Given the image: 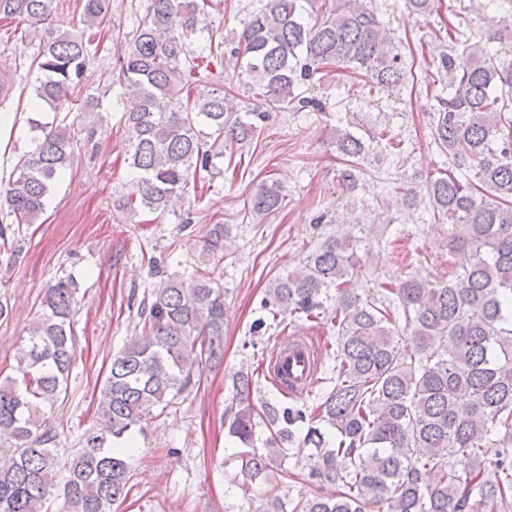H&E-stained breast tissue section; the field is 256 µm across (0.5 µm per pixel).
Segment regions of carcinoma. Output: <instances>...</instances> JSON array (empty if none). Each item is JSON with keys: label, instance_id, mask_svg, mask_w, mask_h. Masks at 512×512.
I'll return each mask as SVG.
<instances>
[{"label": "carcinoma", "instance_id": "cac0c4a2", "mask_svg": "<svg viewBox=\"0 0 512 512\" xmlns=\"http://www.w3.org/2000/svg\"><path fill=\"white\" fill-rule=\"evenodd\" d=\"M81 23L100 29L112 0H80ZM437 0H406L427 19ZM484 11L512 38V17ZM207 0H150L148 14L119 60L117 81L132 99L121 120L132 134L126 157L134 175L116 208L129 218L163 214L188 185L192 164L213 165L224 151L252 141L266 112L240 108L224 85L194 93L200 64L189 60L185 37L204 22ZM57 0H0V15L36 28ZM451 50L436 68L447 82L435 94L434 142L448 168L424 191H404L409 205L426 202L449 226L450 252L461 257L455 275L440 281L417 269L377 294L361 297L349 276L360 263L359 239L336 229L298 265L274 278L260 302L252 334L274 328L280 315L316 318L334 308L336 382L314 411L262 397L252 371L231 376L224 413L228 436L245 447L250 480L281 465L305 430L312 496L275 494L264 512H512V61L502 62L483 41L461 40L473 19L448 9ZM90 40L63 33L37 61L32 111L57 109L86 78ZM241 71L255 98L284 111L322 112L305 92L316 75L343 66L370 90L389 95L406 78L390 30L370 0H256L238 35ZM34 148L9 182L6 215L35 224L61 176L75 162L71 127L30 119ZM211 130L202 139L200 126ZM336 152L346 168L339 181L356 190L358 172L374 156L399 148L388 132L366 136L336 127ZM283 187L261 182L249 199L257 215L277 211ZM226 224L210 225L203 251L224 256ZM74 289L60 280L25 338L18 376L0 379V440L13 465L0 471V512H112L132 490L130 439L143 421L165 413L196 384L202 366L224 361V288L205 273L169 277L143 301L142 337L115 355L101 387L97 426L60 463L57 431L48 413L67 394L74 362ZM265 429L259 437L257 428ZM495 434L503 448L495 476L484 477L482 448Z\"/></svg>", "mask_w": 512, "mask_h": 512}]
</instances>
